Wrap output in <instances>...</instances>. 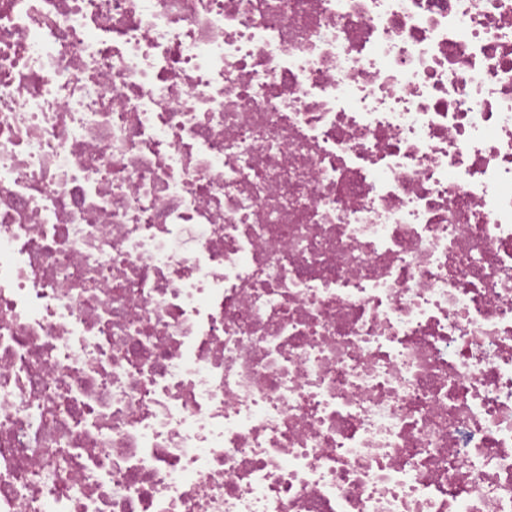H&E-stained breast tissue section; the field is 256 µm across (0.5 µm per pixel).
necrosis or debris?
I'll return each mask as SVG.
<instances>
[{
    "mask_svg": "<svg viewBox=\"0 0 512 512\" xmlns=\"http://www.w3.org/2000/svg\"><path fill=\"white\" fill-rule=\"evenodd\" d=\"M0 512H512V0H0Z\"/></svg>",
    "mask_w": 512,
    "mask_h": 512,
    "instance_id": "4bbe7bcc",
    "label": "necrosis or debris"
}]
</instances>
